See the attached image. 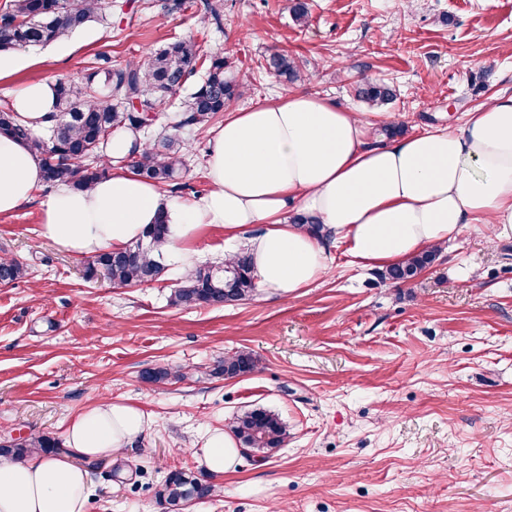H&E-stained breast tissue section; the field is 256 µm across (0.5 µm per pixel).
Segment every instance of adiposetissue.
Listing matches in <instances>:
<instances>
[{"mask_svg":"<svg viewBox=\"0 0 512 512\" xmlns=\"http://www.w3.org/2000/svg\"><path fill=\"white\" fill-rule=\"evenodd\" d=\"M9 107L41 132L56 113L54 82L25 85ZM206 177L208 191L184 202L117 163L89 189L60 186L42 201L40 221L63 250L93 256L142 239L166 214L163 255L185 272L200 227L222 225L232 243L259 224L247 242L255 283L288 296L326 273L330 241L358 266L384 267L445 246L470 224L512 235V96L471 112L456 132L384 138L362 115L291 93L225 115L208 145ZM41 183L30 144L0 134V215L29 203ZM292 212L322 224V237L289 223ZM147 427L135 404L86 406L67 425L65 452L35 448L21 463L0 464V512H84L90 478L78 459L124 454ZM239 453L232 437L210 431L199 464L220 478Z\"/></svg>","mask_w":512,"mask_h":512,"instance_id":"ef3b65f1","label":"adipose tissue"}]
</instances>
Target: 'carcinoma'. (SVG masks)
<instances>
[{
	"label": "carcinoma",
	"instance_id": "obj_1",
	"mask_svg": "<svg viewBox=\"0 0 512 512\" xmlns=\"http://www.w3.org/2000/svg\"><path fill=\"white\" fill-rule=\"evenodd\" d=\"M202 18L221 26L219 0H195ZM292 19L305 25L308 13L301 0H286ZM107 10L106 0H9L0 14V49L33 47L60 41L83 28ZM103 66L96 67L81 81L59 80L56 85L57 119L49 136L31 132L10 109H0V130L30 143L43 169L44 183L88 189L108 174L112 160L106 158V146L117 130L141 131L150 114L159 112L166 97L182 88L204 69L201 83L179 103V110L168 124V132L146 142L145 150L123 158L134 174L160 186L177 189L175 181L185 167V152L180 132L186 128L209 125L242 96L244 84L227 74L226 59L201 54L200 46L176 40L151 52L144 60H119L103 54ZM306 63L285 53L266 58L265 70L287 81L302 77ZM103 76L107 94L101 98L95 90L96 78ZM356 95L372 107L380 108L396 98L391 85L367 82ZM88 157L94 165L84 164ZM168 238L167 219L151 225L145 238L117 252H103L84 267V277L108 279L117 287L154 281L163 270L158 247ZM436 258V250L422 252L399 262L382 277L401 284L416 277ZM24 274L15 258L0 257V282L11 283ZM256 285L248 257L235 255L218 267L196 268L181 286L172 290L170 305L197 307L233 304L249 299ZM258 368L257 359L248 352L224 357L211 369L214 374L232 379ZM231 431L244 448L268 454L288 444V425L274 412L255 408L236 415ZM59 441L49 435H34L0 445V457L19 461L32 449L52 452ZM216 488L204 478L180 470L169 473L156 491V500L165 512H179L184 503L213 495Z\"/></svg>",
	"mask_w": 512,
	"mask_h": 512
}]
</instances>
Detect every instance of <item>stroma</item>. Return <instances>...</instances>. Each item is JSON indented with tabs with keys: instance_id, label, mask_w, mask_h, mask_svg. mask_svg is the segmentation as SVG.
Here are the masks:
<instances>
[{
	"instance_id": "1",
	"label": "stroma",
	"mask_w": 512,
	"mask_h": 512,
	"mask_svg": "<svg viewBox=\"0 0 512 512\" xmlns=\"http://www.w3.org/2000/svg\"><path fill=\"white\" fill-rule=\"evenodd\" d=\"M106 17L26 48L33 66L0 79V109L25 84L79 78L105 53L144 58L175 40L201 45L246 83L233 110L304 92L364 113L352 81L382 79L386 108L407 132L461 128L468 112L512 96V0H305L299 25L284 0H221L222 28L170 0H112ZM308 62L290 83L267 73L270 53ZM177 198L206 192L209 129H186ZM44 185L0 216V256L23 278L0 284V437L63 439L94 400L141 406L151 428L126 463L90 469L85 512H162L170 470L204 477L194 458L210 428L263 407L287 423L286 447L242 454L214 496L183 512H512V237L471 224L400 286L330 249L326 274L282 297L171 307L179 271L115 287L87 281V257L44 232ZM245 350L255 372L212 374ZM163 366L172 376L141 377Z\"/></svg>"
}]
</instances>
